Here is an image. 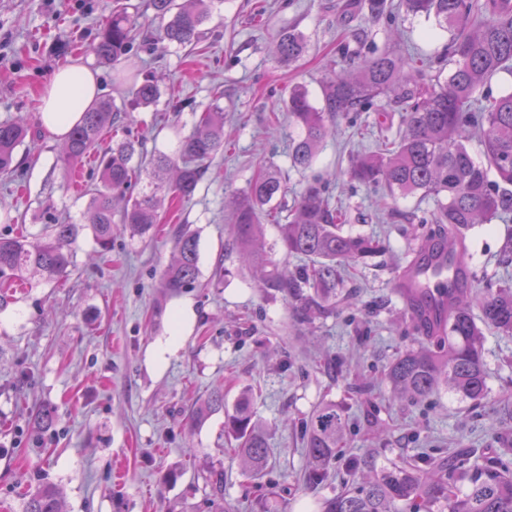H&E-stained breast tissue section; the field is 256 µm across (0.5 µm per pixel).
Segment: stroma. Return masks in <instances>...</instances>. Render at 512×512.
<instances>
[{"mask_svg": "<svg viewBox=\"0 0 512 512\" xmlns=\"http://www.w3.org/2000/svg\"><path fill=\"white\" fill-rule=\"evenodd\" d=\"M112 3L0 0V122L25 115L33 126L16 151V174H0V208L14 223L43 224L40 202L49 196L57 213L82 220L90 196L61 189L54 170L60 145L40 126L37 101L50 74L74 57L97 71L104 97L132 119L147 148L173 152L189 133L192 110L174 112L176 99L199 110L219 103L226 143L190 201L165 202L152 238L122 233L103 252L83 230L66 277L17 289L0 302V512H21L24 495L43 481L63 490L66 512H317L321 500L359 481L349 463L368 459L381 468L403 456L423 469L441 448L489 454L512 446V426L496 418L512 404V336L484 332L490 395L478 408L447 391L408 402L382 377L416 344L396 293L394 262L408 256L404 215L420 203L398 199L400 215L393 218L373 205L370 189L348 182L350 155L379 143L374 112L362 113L353 127L340 123L315 165L348 210L345 231L375 235L387 246L345 271L348 297L334 314L300 324L290 303L254 287L225 233V197L246 188L262 164L285 168L289 190L305 183L304 173L288 167V142L296 135L284 102L289 86H305L321 104L341 65L394 45L434 58V72L447 73L437 61L447 33L420 17L395 30L384 19L343 17L337 0H219L196 49L139 43L114 66L91 50ZM288 32L303 35L308 50L284 66L269 47ZM145 69L160 86L150 105L128 92ZM183 226L199 238L200 275L195 287L171 293L160 278ZM510 236L512 216L476 228L470 269L512 284V265L499 262ZM185 302L192 315L178 344L158 354L173 310ZM365 379L372 390L357 394L355 383ZM218 386L223 408L190 419ZM245 393L273 465L261 491L224 435V415ZM323 402L342 408L348 427L328 478L316 484L306 479L302 426ZM44 403L58 417L36 440L29 414ZM212 469L224 473L220 507L206 484Z\"/></svg>", "mask_w": 512, "mask_h": 512, "instance_id": "obj_1", "label": "stroma"}]
</instances>
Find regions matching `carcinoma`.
I'll return each mask as SVG.
<instances>
[{"label":"carcinoma","mask_w":512,"mask_h":512,"mask_svg":"<svg viewBox=\"0 0 512 512\" xmlns=\"http://www.w3.org/2000/svg\"><path fill=\"white\" fill-rule=\"evenodd\" d=\"M215 0H151L161 25L150 37L178 48L193 47L201 40L202 26ZM350 7L369 19L393 17L434 19L448 32V65L444 81L426 75L425 64L394 50L366 56L343 71L328 85L321 106L312 104L308 91H288V120L298 130L288 147V169H312L326 138L340 119H356L377 107L387 117L398 114L396 137H384L372 154L350 158V181L378 188L391 198L419 196L431 201V218L423 224H443V235H417L423 250L435 240L469 256L468 232L512 213V90L494 98L482 87L500 72L512 74V0H354ZM140 33L137 17L115 0L112 19L100 32L92 51L102 60L117 63L133 48ZM307 45L294 33L274 42L272 53L288 66L300 59ZM160 88L155 76L143 73L134 83L133 98L140 104L157 101ZM120 109L109 98L93 104L67 135L59 158L61 186L68 187V173L91 154L97 155L98 182L90 192L84 218L103 251L112 248L119 232L144 239L158 223L159 212L170 196L193 198L214 156L224 150V110L212 105L192 112V131L183 137L174 154H148L144 142L131 129L112 147L98 152L104 135L120 122ZM30 133L28 120L18 116L0 123V171L11 172L16 149ZM479 141L483 160L468 149ZM139 192L130 189L142 180ZM288 186L276 166L262 165L247 188L232 197L230 236L243 262L254 269L258 287L298 304L307 318L336 309L342 294V269L365 265L386 250L380 239L345 233L346 213L332 204L329 183L314 174L293 205L286 204ZM122 203L120 219L115 206ZM50 220L36 230L0 233V278L6 282H45L63 277L73 262L83 226L55 215L54 202H44ZM283 215L279 248L286 257L305 264L293 271L268 267L262 216ZM199 240L184 229L176 232L174 254L163 271L162 287L178 292L199 278ZM405 310L413 323L427 305V298L410 288L400 289ZM481 312L476 321L473 307ZM486 325L501 335L512 336V285L469 287L465 282L448 295L442 324L424 331L423 342L401 353L386 369L395 392L420 401L445 389L475 406L487 400L488 372L483 351ZM224 407V389H213L197 407L201 417ZM32 430L54 425L55 411L40 406L32 412ZM346 418L333 403H322L305 423L306 448L312 463L307 479L322 481L336 459L338 441ZM224 434L236 442L242 465L262 477L271 468L263 428L254 420L250 399L241 397L233 411L225 413ZM210 496L224 500V471L209 473ZM512 512V468L499 455L471 465L458 456L438 458L424 471L414 465L394 463L371 473L359 486L326 498L319 512ZM22 512H63L59 488L43 483L22 504Z\"/></svg>","instance_id":"obj_1"}]
</instances>
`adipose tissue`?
<instances>
[{
	"mask_svg": "<svg viewBox=\"0 0 512 512\" xmlns=\"http://www.w3.org/2000/svg\"><path fill=\"white\" fill-rule=\"evenodd\" d=\"M101 93L96 72L83 59L74 58L54 70L39 90V121L61 140Z\"/></svg>",
	"mask_w": 512,
	"mask_h": 512,
	"instance_id": "adipose-tissue-1",
	"label": "adipose tissue"
}]
</instances>
